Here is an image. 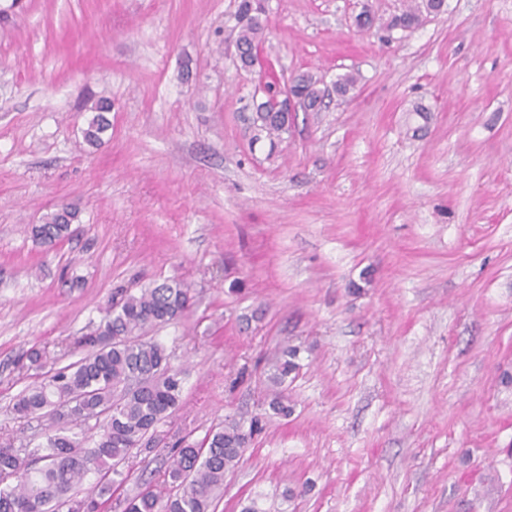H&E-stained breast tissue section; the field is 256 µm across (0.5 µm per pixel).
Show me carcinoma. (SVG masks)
Here are the masks:
<instances>
[{
  "mask_svg": "<svg viewBox=\"0 0 512 512\" xmlns=\"http://www.w3.org/2000/svg\"><path fill=\"white\" fill-rule=\"evenodd\" d=\"M441 0H417L391 18L386 30L412 31L439 13ZM260 0H241L235 15L239 31L236 48L243 66L263 39L265 25ZM306 109L321 111L325 92L320 80L306 73L293 78ZM112 102L100 99L83 131L86 143L97 146L109 127L105 113ZM286 115L257 107L253 125L274 140L287 131ZM76 211L62 207L32 228L47 245L64 239ZM193 305L192 288L183 281L154 283L127 292L112 303L103 322L84 335L80 344L90 353L53 372L26 390L14 405L22 418L46 419L44 441L37 454L0 446V512H100V500L125 481L123 468L132 453H151L159 424L183 404L182 369L171 364L164 347L148 336L153 329L182 319ZM296 352L285 351L271 367L268 381L271 408L288 415L283 386L298 369ZM256 417L226 419L199 442L178 443L161 481L133 497L116 500L120 512H215L224 493V480L234 472L258 426ZM81 426L76 433L72 427ZM90 474L98 481L83 498L78 488Z\"/></svg>",
  "mask_w": 512,
  "mask_h": 512,
  "instance_id": "obj_1",
  "label": "carcinoma"
}]
</instances>
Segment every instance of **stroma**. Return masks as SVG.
<instances>
[{
	"label": "stroma",
	"instance_id": "stroma-1",
	"mask_svg": "<svg viewBox=\"0 0 512 512\" xmlns=\"http://www.w3.org/2000/svg\"><path fill=\"white\" fill-rule=\"evenodd\" d=\"M238 2L0 0V443H40L14 404L119 290L178 280L194 305L154 337L183 405L117 496L256 415L216 512H512V0L390 33L409 0H268L273 73L358 78L274 143ZM63 206L71 235L42 244ZM287 347L282 416L263 369ZM96 114L88 122L87 127L83 131V139L92 146H97L102 141V134L109 127V120L105 113L111 112L112 102L108 99H100L93 107ZM286 122L285 114L271 112L270 108H263V106H258L253 116V125L258 133L256 135L258 139L262 134L270 141L279 138L283 132L288 130L285 128ZM76 217V210L62 207L47 214L43 224L35 225L32 228V233L43 243L52 246L66 237L70 224Z\"/></svg>",
	"mask_w": 512,
	"mask_h": 512
}]
</instances>
